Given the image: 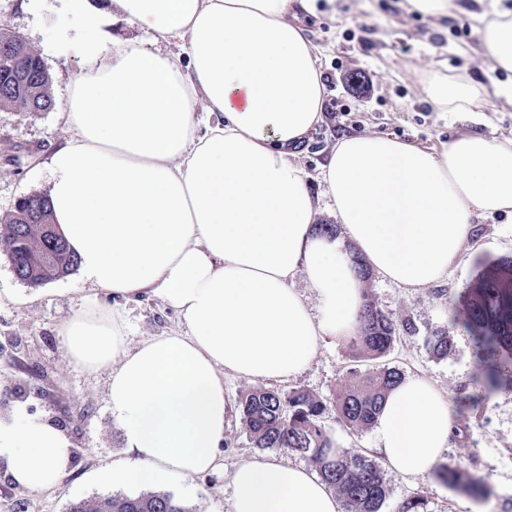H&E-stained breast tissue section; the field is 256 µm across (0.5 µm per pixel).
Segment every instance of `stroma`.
Masks as SVG:
<instances>
[{"label": "stroma", "instance_id": "1", "mask_svg": "<svg viewBox=\"0 0 512 512\" xmlns=\"http://www.w3.org/2000/svg\"><path fill=\"white\" fill-rule=\"evenodd\" d=\"M300 24L321 49L320 64L329 73L325 85L323 123L295 148L310 178V190L320 200L317 223L336 217L324 186L317 179L327 150L348 134L382 133L435 147L463 133L512 136V105L494 96L496 86L508 82L503 72L490 71L474 21L460 14L435 21L406 11L401 0H318L315 13H301ZM0 33L20 36L41 56L49 74L54 106L46 112H18L0 108V217L14 211L26 197L46 194L51 175L43 166L48 151L71 135L67 122L70 93L83 65L79 45L86 36L82 20L69 13L63 0H0ZM449 73H468L490 91L482 112H441L431 103L424 84L430 64ZM477 236L466 244L460 261L451 266L440 285L409 290L379 274L362 288L394 320L412 319L418 332L398 341L382 359L404 376L423 377L446 397L460 389L476 392L475 361L470 336L451 328L453 343L447 359L433 358L428 336L450 327L462 316L456 298L473 284L481 265L512 257V220L500 215L476 218ZM446 296H439V289ZM0 292L23 295L20 303L0 305V416L15 403L29 414L63 428L72 446V461L58 484L33 491L15 486L0 468V512H69L81 500L145 493L142 485L99 483L96 471L111 464L123 449L121 430L107 408L109 372L90 371L67 355L59 334L61 324L78 312L86 296L104 309L122 311L128 342L135 345L154 336L182 331L180 317L156 299L127 302L111 292L84 283L79 271L41 284L16 277L0 256ZM353 355L345 343L324 344L310 366L281 386L303 389L327 404L353 386L349 373ZM505 390L466 414L465 431L449 443L442 463H455L482 478L484 499L449 489L436 475L402 478L386 473L388 495L381 512H397L399 503L419 495L430 512H501L512 500V363L500 369ZM255 387L248 379L228 374L224 389L233 405L221 451L220 472L193 481L165 485L166 493L191 512H229L230 475L243 459L256 455L238 408Z\"/></svg>", "mask_w": 512, "mask_h": 512}]
</instances>
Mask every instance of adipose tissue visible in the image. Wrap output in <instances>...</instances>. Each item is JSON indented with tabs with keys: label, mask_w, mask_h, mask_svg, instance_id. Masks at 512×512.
Here are the masks:
<instances>
[{
	"label": "adipose tissue",
	"mask_w": 512,
	"mask_h": 512,
	"mask_svg": "<svg viewBox=\"0 0 512 512\" xmlns=\"http://www.w3.org/2000/svg\"><path fill=\"white\" fill-rule=\"evenodd\" d=\"M85 28L123 16L154 49L85 40L72 88L70 138L45 161L52 221L81 260L82 278L124 300L158 299L181 332L127 344L119 311L96 301L62 323L68 356L110 368L106 402L123 455L100 482L162 485L220 467L231 402L224 376L285 382L326 339L352 336L362 304L359 251L407 288L443 280L460 260L476 214L512 217V138L462 134L437 147L388 134L341 138L320 177L342 225L313 234L319 214L295 145L323 119L319 51L298 25L315 0H68ZM410 12L478 22L486 56L512 72V0H405ZM184 47L185 56L169 53ZM442 112L486 104L467 76L429 72ZM314 289L311 313L294 287ZM378 451L404 478L429 474L448 446L451 403L423 377L387 397ZM72 445L51 422L15 405L0 417V462L28 490L55 486ZM230 512H341L310 470L266 455L230 476Z\"/></svg>",
	"instance_id": "ef3b65f1"
}]
</instances>
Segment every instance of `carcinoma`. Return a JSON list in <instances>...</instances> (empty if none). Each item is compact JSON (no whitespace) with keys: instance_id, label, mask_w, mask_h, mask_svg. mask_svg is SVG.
<instances>
[{"instance_id":"obj_1","label":"carcinoma","mask_w":512,"mask_h":512,"mask_svg":"<svg viewBox=\"0 0 512 512\" xmlns=\"http://www.w3.org/2000/svg\"><path fill=\"white\" fill-rule=\"evenodd\" d=\"M14 36L0 34V108L21 110L35 104L45 112L52 107L48 93L49 76L41 58L29 55L25 67L27 82H15L8 73L9 48ZM10 243L16 254L46 251L48 267L26 266L20 279L43 283L69 274L79 264L57 225L49 222L48 200L44 196L23 199L14 212L0 218V242ZM464 318L461 325L474 340L476 383L483 396L502 389L500 364L512 360V258L490 264L471 287L462 291ZM413 336L416 325L409 319L395 324L372 296L363 295L357 328L348 337V347L372 359L387 355L397 334ZM429 352L437 359L448 357L452 347L449 332L443 329L427 339ZM356 385L336 397V421L352 431L371 428L388 391L403 379L395 367L362 370L350 368ZM327 405L303 390L287 393L257 388L242 400L243 422L258 448H284L308 459L322 479L336 488L348 512H381L388 490L383 471L364 453L344 454L335 448L323 415ZM439 479L448 488L460 490L479 499L485 490L481 479L456 465H443ZM70 512H190L167 493H143L137 496H112L82 500L71 505Z\"/></svg>"}]
</instances>
